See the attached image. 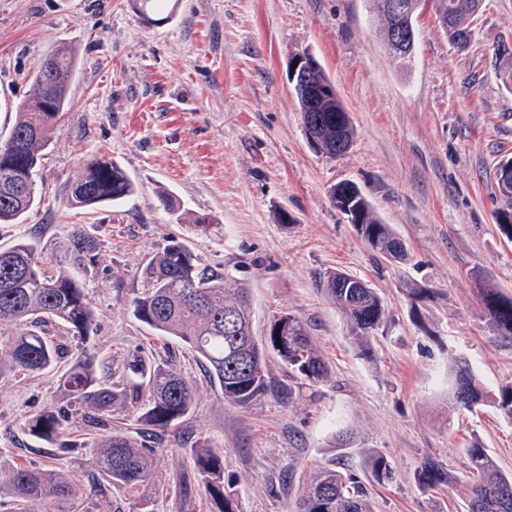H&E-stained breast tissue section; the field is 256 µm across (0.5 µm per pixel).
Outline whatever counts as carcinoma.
I'll return each instance as SVG.
<instances>
[{"instance_id": "cac0c4a2", "label": "carcinoma", "mask_w": 512, "mask_h": 512, "mask_svg": "<svg viewBox=\"0 0 512 512\" xmlns=\"http://www.w3.org/2000/svg\"><path fill=\"white\" fill-rule=\"evenodd\" d=\"M390 0H368L369 9L381 25L376 36L391 51ZM435 17H444L441 28L448 42L459 51L473 41L474 10L481 0H432ZM419 9L404 18L411 33L410 46L396 58L408 64L416 52L415 21ZM292 85L302 122L312 121L314 143L319 151L336 156L351 146L355 129L335 85L319 62L306 54ZM77 66L73 47L57 45L40 59L28 98L19 106L8 138L0 141V224H19L37 203V167L42 152L51 143L61 115L70 107V87ZM134 183L113 161L93 157L80 167L72 182V198L80 207L117 203L133 194ZM330 199L337 209L347 206L355 217L357 234L378 256L403 261L408 251L391 225L377 216L359 187L350 181L335 185ZM500 230L512 238V199L498 212ZM67 262L56 274L46 276L33 245L17 241L0 246V328L12 323H30L33 329L0 336V375L62 371L67 399L60 406L41 410L29 418L31 434L47 443H58L61 452H74L79 445L61 439L74 407L83 410L88 425L101 437L87 445L98 487L122 489L136 494L134 512H152L153 476L162 449L138 445L122 433L112 432V413L138 411L140 421L156 430H166L186 418L195 399L193 386L172 366L154 365L134 354L122 366L119 383L106 384L98 377L94 358L72 349L36 330L51 320L68 327L72 336L86 340L95 329L96 313L85 293L79 272L96 263L95 237L86 230L68 235L60 244ZM147 289L133 301L134 316L158 336L187 345L207 368L224 401L247 408L268 395L292 396L269 375L267 354L275 355L288 374L314 387L329 378L330 370L310 334L309 325L293 313L281 312L270 322L264 339L253 334L249 306L243 292L224 287V277L199 267L184 244L174 243L150 258L142 270ZM489 325L504 337L512 336V295L495 288L482 277L473 281ZM323 290L344 315L349 335L362 348L382 325L386 309L376 289L342 270L328 272ZM456 386L448 397L454 408L470 409L492 404L512 421V384L496 394L486 392L465 359L454 361ZM202 492L213 505L212 512H238L233 488L224 484L226 460L223 450L200 439L190 448ZM366 467L372 479L383 484L394 479L393 466L376 449L366 451ZM465 485L467 512H512V475L501 472L484 448L474 445L467 453ZM417 483L425 492L448 483V471L428 458L420 466ZM81 493L67 475L56 470L14 464L0 470V512H26L33 503L66 501ZM298 512H372L366 485L342 466L330 463L313 472L303 488Z\"/></svg>"}]
</instances>
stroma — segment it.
<instances>
[{
    "instance_id": "35a3bbf8",
    "label": "stroma",
    "mask_w": 512,
    "mask_h": 512,
    "mask_svg": "<svg viewBox=\"0 0 512 512\" xmlns=\"http://www.w3.org/2000/svg\"><path fill=\"white\" fill-rule=\"evenodd\" d=\"M366 0H0V139L30 90L40 57L66 43L79 54L72 106L36 177L41 203L23 223L0 224V244H35L55 263L73 226L92 229L97 261L82 275L96 312L74 352L120 370L139 352L174 363L195 386L193 411L159 433L153 512H209L190 446L208 440L227 456L241 512H297L316 466L365 473L366 449L391 462L394 482L371 486L375 512H466L467 451L480 444L512 474V421L493 407L447 413L450 369L465 358L489 393L512 383V339L485 322L472 287L481 273L512 293V239L496 223L495 171L512 157V90L494 49L512 46V0H483L468 50L452 47L432 11L417 20L418 48L400 66L377 40ZM309 52L343 99L356 129L349 150L318 152L288 84L293 57ZM102 154L136 185L117 206L77 207L71 181ZM356 183L409 258L377 257L332 205L329 190ZM177 200L171 213L160 192ZM205 221L208 232L197 223ZM174 242L248 299L256 335L273 315L306 321L331 376L314 394L225 402L187 347L132 313L142 269ZM367 281L386 319L363 354L321 287L331 270ZM434 289L413 305L405 286ZM55 372L0 376V466L66 471L83 490L35 512H131L132 496L99 492L86 452L58 456L25 430L28 416L62 402ZM431 458L448 483L422 492ZM191 476L193 503L177 485Z\"/></svg>"
}]
</instances>
